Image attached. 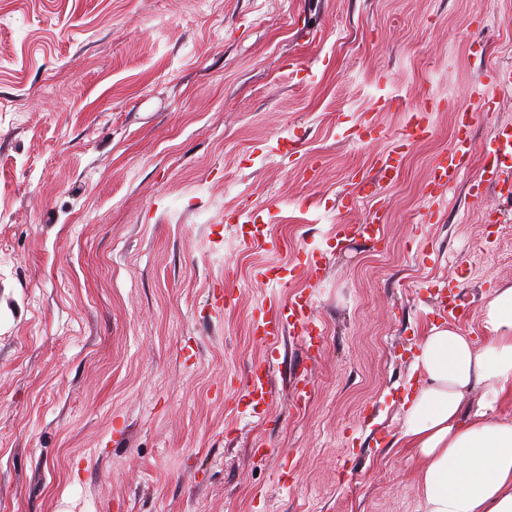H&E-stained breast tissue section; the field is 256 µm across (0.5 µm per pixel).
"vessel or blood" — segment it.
I'll use <instances>...</instances> for the list:
<instances>
[{
    "label": "vessel or blood",
    "mask_w": 512,
    "mask_h": 512,
    "mask_svg": "<svg viewBox=\"0 0 512 512\" xmlns=\"http://www.w3.org/2000/svg\"><path fill=\"white\" fill-rule=\"evenodd\" d=\"M512 93V67L494 66L486 70L482 80L469 94V103L460 112L453 144L448 153L439 156L431 167L428 185L432 189H452L462 177L461 161L472 150L471 128L481 117H489L495 110L500 96ZM433 132L429 112L412 113L410 121L397 136L396 146L387 152L380 167V174L387 181H395L411 145L429 138ZM484 163L480 180L494 185L506 168L512 167V129L503 127L483 145ZM357 232L365 241L381 243L383 218L380 210L369 211L364 224ZM268 231L262 216H252L248 227L241 233L245 248L265 244ZM307 278L309 288L293 294L288 301H271L257 308L252 325L256 340L269 349H276L285 331H294L308 352L320 349V339L314 315L312 291L323 280V265L315 252H308ZM272 372L269 364L256 362L245 371L238 405L244 407L251 417L263 418L272 396Z\"/></svg>",
    "instance_id": "b4317fda"
}]
</instances>
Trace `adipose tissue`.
I'll return each mask as SVG.
<instances>
[{
  "label": "adipose tissue",
  "instance_id": "ef3b65f1",
  "mask_svg": "<svg viewBox=\"0 0 512 512\" xmlns=\"http://www.w3.org/2000/svg\"><path fill=\"white\" fill-rule=\"evenodd\" d=\"M479 332L431 326L413 357L390 447L419 464L421 512H512V417L496 413L512 400V284L493 289Z\"/></svg>",
  "mask_w": 512,
  "mask_h": 512
}]
</instances>
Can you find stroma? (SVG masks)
<instances>
[{
    "instance_id": "35a3bbf8",
    "label": "stroma",
    "mask_w": 512,
    "mask_h": 512,
    "mask_svg": "<svg viewBox=\"0 0 512 512\" xmlns=\"http://www.w3.org/2000/svg\"><path fill=\"white\" fill-rule=\"evenodd\" d=\"M507 64L512 0H0V512H419L418 468L387 442L439 293L468 332L512 283V210L487 225L499 199L471 191L512 94L431 224L424 185ZM420 108L434 133L380 183L384 242H337ZM364 118L382 138L347 140ZM230 210L270 213L276 250L243 249ZM305 248L325 263L312 360L293 332L273 352L250 334L258 305L306 288ZM286 259L287 283L256 278ZM267 358L259 423L234 398Z\"/></svg>"
}]
</instances>
